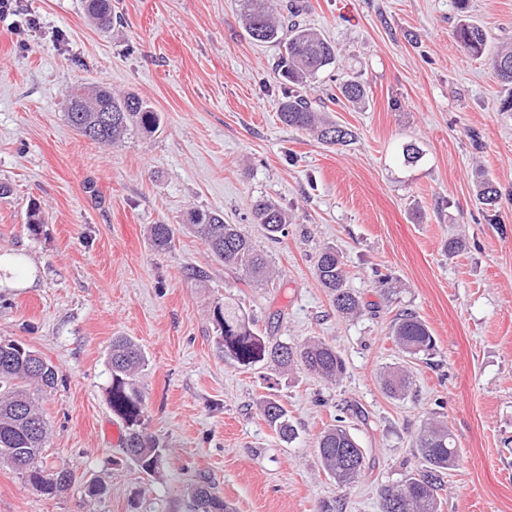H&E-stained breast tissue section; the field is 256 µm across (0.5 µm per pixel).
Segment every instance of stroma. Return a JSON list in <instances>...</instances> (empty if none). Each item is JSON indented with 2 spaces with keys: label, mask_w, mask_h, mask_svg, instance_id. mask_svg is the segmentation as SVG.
<instances>
[{
  "label": "stroma",
  "mask_w": 512,
  "mask_h": 512,
  "mask_svg": "<svg viewBox=\"0 0 512 512\" xmlns=\"http://www.w3.org/2000/svg\"><path fill=\"white\" fill-rule=\"evenodd\" d=\"M306 3L304 21L339 57L304 93L353 131L345 147L279 120V50L246 33L241 0H112L107 30L82 0H17L0 18V183L12 189L0 198V254L17 259L0 284V340L56 367L42 402L46 464L77 476L49 497L0 464V512H191L187 487L201 476L236 512H379L380 486L420 468L412 443L433 419L458 449L443 512H512V112L501 109L512 87L453 35L466 15L484 27L488 52L512 41V0ZM354 77L367 84L365 104L330 100ZM77 82L136 93L161 129L111 147L80 136L62 109ZM407 143L422 152L416 165L403 162ZM479 168L500 190L490 211L475 197ZM260 197L291 218L279 241L250 222ZM34 203L44 215L35 232ZM194 208L244 225L272 282L245 286L212 260L184 226ZM153 224L175 226L169 249L152 246ZM452 236L464 241L453 256ZM328 245L365 305L357 316L339 317L315 279ZM229 295L274 339L336 347L343 378L225 364L209 313ZM404 310L426 322L434 355L404 360L389 336ZM118 336L147 357L148 431L167 447L154 476L127 461L106 400ZM403 362L413 390L393 399L379 376ZM272 393L293 442L260 413ZM338 418L366 452L364 476L344 489L313 452ZM91 478L104 495L86 496Z\"/></svg>",
  "instance_id": "1"
}]
</instances>
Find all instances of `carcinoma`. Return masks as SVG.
<instances>
[{
	"label": "carcinoma",
	"instance_id": "obj_1",
	"mask_svg": "<svg viewBox=\"0 0 512 512\" xmlns=\"http://www.w3.org/2000/svg\"><path fill=\"white\" fill-rule=\"evenodd\" d=\"M85 11L99 27H110L112 0H85ZM300 16L302 9L293 3L243 0L241 21L253 40L282 47L276 71L290 88L280 103V121L295 130L312 132L325 144L346 146L354 138L353 132L314 111L299 92L337 60L336 45L301 23ZM455 37L464 52L483 54L487 37L480 25L462 19ZM491 66L499 80L512 85V46H499ZM338 91L341 99L352 107L362 105L367 97L364 84L354 79L344 81ZM63 105L68 123L82 136L104 146H112L128 134L154 133L161 124L159 113L141 97L133 93L114 94L103 85L75 84L66 91ZM106 110L110 111L111 121L103 124L101 117ZM476 197L488 210L496 206L500 197L496 183L483 172L477 176ZM251 212L271 239L284 235L290 223L288 212L270 200L255 201ZM188 220L209 254L224 265L241 270L246 276L244 282L258 284L273 277L266 254L256 248L238 225L224 223L223 214L192 211ZM149 236L156 249L167 250L173 240L172 226L153 224ZM314 273L329 293L336 312L345 316L358 314L361 298L347 288L344 263L335 248L326 247L318 254ZM212 322L219 355L236 368L261 365L288 371L300 367L331 383L345 372V363L336 347L315 340L288 343L265 336L255 319L231 298L213 307ZM390 336L408 357L431 356L435 352L431 330L415 314L398 315L390 324ZM108 364V403L127 428L123 452L142 472L155 474L162 464L165 445L148 433L145 397L137 383V375L146 364L144 352L134 340L117 337L112 340ZM57 383L56 367L42 357H35V351L15 341L0 345V464L8 465L46 496H56L76 481L70 469L47 467L43 462L49 427L41 402ZM382 385L390 397L401 398L410 392L412 377L404 368L394 367L383 373ZM261 414L283 441L296 439L288 410L279 400L264 399ZM340 422L336 419V423L320 433L314 452L323 472L338 486L345 487L364 474L365 453ZM415 450L422 470L406 473L385 486L380 491V512H441V476L455 466V438L446 425L432 422L417 434ZM190 494L192 512H235L205 478L191 488Z\"/></svg>",
	"mask_w": 512,
	"mask_h": 512
}]
</instances>
